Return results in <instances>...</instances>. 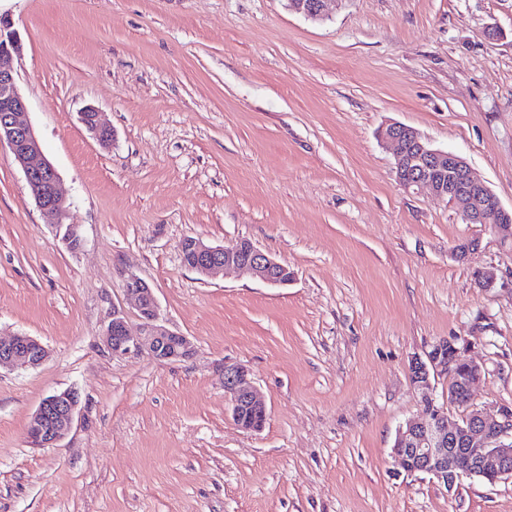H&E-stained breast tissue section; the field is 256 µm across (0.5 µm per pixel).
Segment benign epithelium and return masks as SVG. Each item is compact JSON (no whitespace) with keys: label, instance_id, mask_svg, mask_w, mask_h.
<instances>
[{"label":"benign epithelium","instance_id":"benign-epithelium-1","mask_svg":"<svg viewBox=\"0 0 512 512\" xmlns=\"http://www.w3.org/2000/svg\"><path fill=\"white\" fill-rule=\"evenodd\" d=\"M327 2L287 0V7L307 19L320 20ZM19 48L16 32L0 18V143H7L14 161L22 168L38 207L60 225L67 201L58 188V173L43 157L39 140L26 119L27 104L17 88L13 67ZM80 120L100 144L113 140L112 129L99 121L94 108H86ZM380 137L395 151V173L401 187L415 193L426 190L455 208L465 223L488 224L502 241L512 240V208L501 205L487 184L473 174L465 158L432 147L415 128L398 122L383 126ZM181 252L188 253L187 266L201 276L233 268L273 286H285L293 280L287 266L246 240L212 246L201 238H187L181 243ZM125 292L137 303L141 325L139 332L132 334L125 312L112 309L104 330V342L112 354L134 351L160 361L193 355L194 346L186 336L159 323L158 303L145 280L128 275ZM468 349L469 342L462 337L442 339L424 356L412 358L411 379L421 394L424 412L421 419L398 429L391 452L404 472L430 475L449 491L465 478L477 477L491 484L512 479V414L502 408L498 415H489L473 404V386L481 378L483 367L463 357ZM47 357L46 347L31 336L0 338V366L36 368ZM223 373L224 392L235 424L246 432L261 430L268 417L267 407L258 398L249 371L239 363L226 362ZM441 378L450 385L448 403L442 405L433 397ZM449 403L465 409L461 421L448 422ZM77 407L78 397L73 390L43 399L27 426L31 443L46 447L60 441Z\"/></svg>","mask_w":512,"mask_h":512}]
</instances>
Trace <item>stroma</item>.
Wrapping results in <instances>:
<instances>
[{
    "label": "stroma",
    "mask_w": 512,
    "mask_h": 512,
    "mask_svg": "<svg viewBox=\"0 0 512 512\" xmlns=\"http://www.w3.org/2000/svg\"><path fill=\"white\" fill-rule=\"evenodd\" d=\"M0 16L83 240L66 246L1 144L0 336L49 356L0 368V512H512V479L449 491L391 457L422 415L410 360L435 341L465 337L474 403L512 407V243L406 191L378 136L416 128L512 207V0H333L320 21L286 0H0ZM188 237L250 241L294 279L199 276ZM130 273L192 358L105 345L113 308L139 327ZM226 361L250 371L260 431L232 419ZM67 389L69 430L32 446L31 415ZM80 120L100 144L107 145L113 140L112 129L99 121V113L93 107H87L81 113Z\"/></svg>",
    "instance_id": "35a3bbf8"
}]
</instances>
